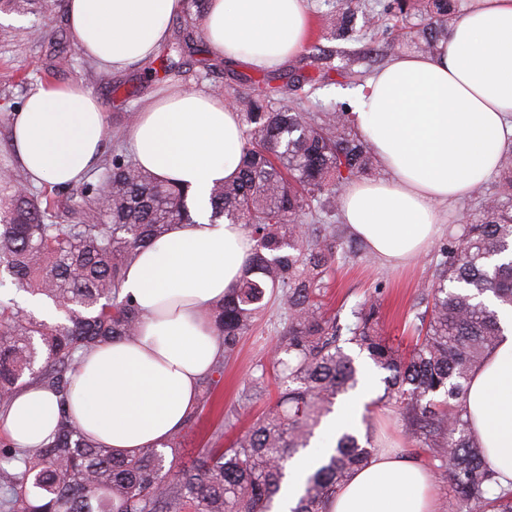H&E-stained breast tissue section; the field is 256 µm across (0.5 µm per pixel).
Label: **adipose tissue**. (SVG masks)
<instances>
[{
    "label": "adipose tissue",
    "instance_id": "ef3b65f1",
    "mask_svg": "<svg viewBox=\"0 0 512 512\" xmlns=\"http://www.w3.org/2000/svg\"><path fill=\"white\" fill-rule=\"evenodd\" d=\"M182 0H65L82 54L121 72L166 39ZM206 40L224 59L270 70L307 42L306 0H209ZM353 123L386 175L355 180L339 196L345 224L399 266L422 254L444 222L441 207L467 197L512 154V0H471L434 54L400 55L358 90ZM12 144L33 181L75 185L99 163L107 136L100 99L77 83L38 85L12 120ZM140 166L208 201L238 173L237 112L210 93L173 88L148 99L131 127ZM253 243L237 224L172 225L124 274L122 294L143 313L135 336L83 355L69 411L100 445L130 454L177 433L222 346L207 313L235 287ZM467 410L501 487L512 484V316L472 371ZM57 397L29 384L0 411L18 448L52 437ZM433 476L404 450L375 449L326 512H435Z\"/></svg>",
    "mask_w": 512,
    "mask_h": 512
}]
</instances>
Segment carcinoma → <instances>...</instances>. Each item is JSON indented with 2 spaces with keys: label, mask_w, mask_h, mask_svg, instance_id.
Listing matches in <instances>:
<instances>
[{
  "label": "carcinoma",
  "mask_w": 512,
  "mask_h": 512,
  "mask_svg": "<svg viewBox=\"0 0 512 512\" xmlns=\"http://www.w3.org/2000/svg\"><path fill=\"white\" fill-rule=\"evenodd\" d=\"M184 22L162 67L169 71L217 64L199 29L207 0H184ZM48 0H0V11L43 14ZM396 22L417 15L427 24L417 48L431 53L447 35L449 0H395ZM359 0H347L333 34L352 30ZM327 58L301 59L215 93L235 101L243 128L239 171L210 189V220L246 219L253 252L238 285L210 309L223 352L202 382L196 411L210 406L242 336L271 306L288 314L277 331L272 373L278 397L227 448H205L188 465L166 460L154 446L117 455L89 437L68 409L77 354L133 336L141 311L122 297L125 271L140 250L173 224L193 222L187 189L161 180L131 160L112 156L99 174L98 192L59 199L58 187L31 184L28 174L0 181V269L15 284L52 302L64 319L48 323L20 316L0 301V394L33 381L53 392L61 414L52 439L39 448L0 445V512H273L288 463L308 447L336 400L356 389L359 368L350 343L387 372L376 403L392 405L422 448L446 460L453 512H512V491L495 489L494 471L472 440L466 385L472 369L494 347L501 315L512 309V162L504 166L484 218L462 226L439 250L434 278L416 311L415 342L390 343L378 328L377 303L367 300L340 323L323 309L326 278L342 259L341 228L314 220L332 209L330 197L373 166L369 144L345 112H300L304 70ZM65 217L69 223L62 224ZM311 218L313 223L303 220ZM371 427L345 431L307 476L292 512H326L327 502L372 455Z\"/></svg>",
  "instance_id": "obj_1"
}]
</instances>
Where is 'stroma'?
Instances as JSON below:
<instances>
[{
  "label": "stroma",
  "mask_w": 512,
  "mask_h": 512,
  "mask_svg": "<svg viewBox=\"0 0 512 512\" xmlns=\"http://www.w3.org/2000/svg\"><path fill=\"white\" fill-rule=\"evenodd\" d=\"M393 0H368V8L359 12L352 36L340 40L323 37V22L345 8V0H308L311 11L309 45L324 47L330 52L329 73L309 68L310 81L298 91L302 110L324 112L340 103H352L355 84L346 74L361 72L370 78L392 58L411 51V40L401 32L386 33L367 26L369 16H388ZM44 24L41 39L29 36L30 29ZM70 56L69 68L47 75L55 56ZM248 70L240 65L224 64L209 76L194 72H153L147 65L128 71L104 74L102 69L85 59L72 39L65 20L62 0H53L46 17L32 14L0 13V159L12 156L9 142L10 118L23 104L28 91L40 84L42 76H50L52 83H79L92 90L101 100L109 126L105 155L129 156L126 138L133 115L147 99L167 86L177 85L190 91L211 92L214 85L227 84ZM496 178H489L477 186L471 195L446 206L447 221L423 255L394 268L373 253L364 258L339 263L330 276L326 302L330 311L339 312L342 321H349L351 310L366 299H374L380 310L379 328L390 342L407 346L411 336V322L424 288L432 280L440 260L438 250L451 240L464 220L481 219L483 201L493 194ZM284 321L281 310L269 311L256 322L242 338L237 354L224 366V377L215 393L214 407L205 409L199 419L185 424L179 433L181 446L178 458L191 462L202 448L214 443L229 445L265 409L266 391H253L251 380L259 376L262 365L268 364L275 346V330ZM252 391L253 397L240 401L241 392ZM377 427L375 440L390 448H403L417 457L434 473L437 487V508L448 512V476L430 451L418 447L406 433L400 416L389 407H377L373 412Z\"/></svg>",
  "instance_id": "1"
}]
</instances>
